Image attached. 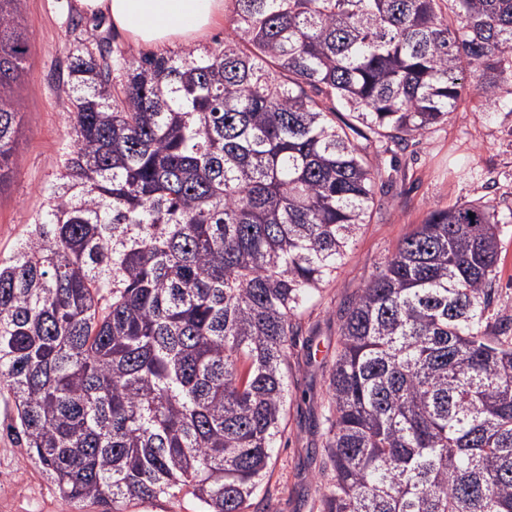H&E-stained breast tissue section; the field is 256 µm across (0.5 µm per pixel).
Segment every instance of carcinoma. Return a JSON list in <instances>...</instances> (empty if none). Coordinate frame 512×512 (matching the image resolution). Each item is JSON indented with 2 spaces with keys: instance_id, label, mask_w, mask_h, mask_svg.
I'll return each instance as SVG.
<instances>
[{
  "instance_id": "1",
  "label": "carcinoma",
  "mask_w": 512,
  "mask_h": 512,
  "mask_svg": "<svg viewBox=\"0 0 512 512\" xmlns=\"http://www.w3.org/2000/svg\"><path fill=\"white\" fill-rule=\"evenodd\" d=\"M0 0V185L28 40ZM220 50L69 66L72 144L0 258V396L69 506L190 494L250 512L301 305L399 147L464 95L512 105V0H231ZM474 217H469V214ZM498 213L431 209L349 301L320 512H512V316L489 321Z\"/></svg>"
}]
</instances>
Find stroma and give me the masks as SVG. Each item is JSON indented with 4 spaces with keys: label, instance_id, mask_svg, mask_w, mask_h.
<instances>
[{
    "label": "stroma",
    "instance_id": "35a3bbf8",
    "mask_svg": "<svg viewBox=\"0 0 512 512\" xmlns=\"http://www.w3.org/2000/svg\"><path fill=\"white\" fill-rule=\"evenodd\" d=\"M18 16L30 54L12 90L22 105L17 161L0 186V255L5 257L25 233L70 145L66 82L73 55L93 37L130 58L149 53L117 35L108 18L84 16L73 0H20ZM365 151L394 167L393 180L379 189L370 220L335 277L297 314L299 335L288 353L284 431L273 451L270 476L251 500V512H319L326 381L343 309L431 208L463 199L493 201L501 219V255L488 315H512V109L484 112L468 97L447 122L408 138L404 148L387 152L376 142L366 144ZM12 413L11 403L0 397V512H66L54 487L8 431Z\"/></svg>",
    "mask_w": 512,
    "mask_h": 512
}]
</instances>
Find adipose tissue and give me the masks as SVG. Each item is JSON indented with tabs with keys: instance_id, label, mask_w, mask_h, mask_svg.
<instances>
[{
	"instance_id": "obj_1",
	"label": "adipose tissue",
	"mask_w": 512,
	"mask_h": 512,
	"mask_svg": "<svg viewBox=\"0 0 512 512\" xmlns=\"http://www.w3.org/2000/svg\"><path fill=\"white\" fill-rule=\"evenodd\" d=\"M75 6L109 16L116 33L148 47L197 41L224 16V0H75Z\"/></svg>"
}]
</instances>
